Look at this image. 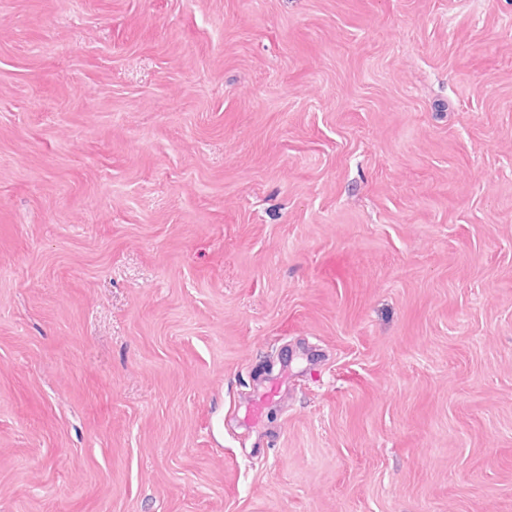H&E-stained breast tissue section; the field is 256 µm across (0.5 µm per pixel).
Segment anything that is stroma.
Wrapping results in <instances>:
<instances>
[{
	"label": "stroma",
	"mask_w": 512,
	"mask_h": 512,
	"mask_svg": "<svg viewBox=\"0 0 512 512\" xmlns=\"http://www.w3.org/2000/svg\"><path fill=\"white\" fill-rule=\"evenodd\" d=\"M0 512H512V0H0Z\"/></svg>",
	"instance_id": "obj_1"
}]
</instances>
